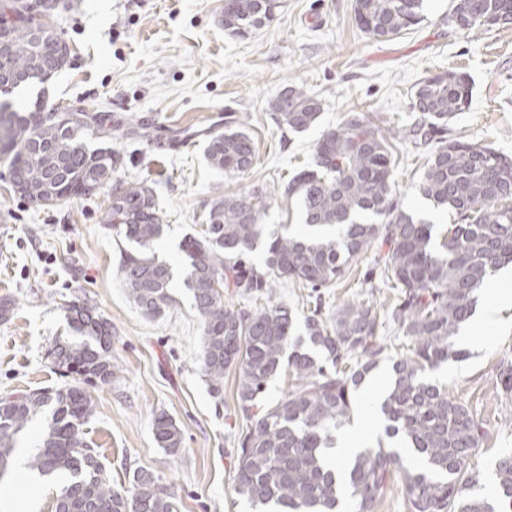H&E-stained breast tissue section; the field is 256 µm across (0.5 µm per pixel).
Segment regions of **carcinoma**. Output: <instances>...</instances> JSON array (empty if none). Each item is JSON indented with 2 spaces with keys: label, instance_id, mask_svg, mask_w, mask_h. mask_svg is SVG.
Masks as SVG:
<instances>
[{
  "label": "carcinoma",
  "instance_id": "cac0c4a2",
  "mask_svg": "<svg viewBox=\"0 0 512 512\" xmlns=\"http://www.w3.org/2000/svg\"><path fill=\"white\" fill-rule=\"evenodd\" d=\"M10 0L6 12L13 37L0 46V94L44 85L68 64L69 47L47 36L36 41L34 17ZM425 0H355L362 32L390 41L423 21ZM277 0H224L222 25L245 38L270 20ZM512 16V0H453L448 22L473 33L490 19ZM467 76L448 71L424 78L412 110L413 125L389 135L354 115L322 134L311 163L270 194L264 187L215 199L200 235L186 238L189 260L184 280L202 328L201 370L210 392L223 399L224 373H237L235 414L250 422L240 434L235 493L267 512H337L344 495L355 512H375L395 478H400L407 512H512V455L495 463V494L480 492V473L471 461L483 438L479 423L447 389L424 373L466 351L454 336L472 315L476 293L499 267L512 262V158L478 143L448 138V117L468 106ZM281 129L301 133L322 111V100L300 86H289L268 102ZM74 121L62 128L57 113ZM112 137V115L44 107L36 97L27 107L0 104V156L9 161L15 194L38 206L91 196L112 180L121 165L110 147L91 148L87 136ZM121 137L150 139L149 127L132 119ZM402 138L430 148L419 183L434 207L456 214L439 243L432 224L397 208L392 200L393 141ZM206 155L228 176L249 171L256 157L244 123L227 112L224 130L209 132ZM297 197L308 236L267 232L260 223L274 195ZM108 223L129 248L121 250L119 275L142 317L155 320L174 303L170 264L151 253L164 233L163 212L145 181H118L112 188ZM379 243L382 282L400 289V302L387 316L405 339L383 344L384 319L374 306L352 302L323 319L304 318V336L295 334L296 317L277 302L260 308L224 303V290L259 297L277 280H295L317 289L343 276L345 268ZM262 248L263 259L251 254ZM77 341H55L47 358L71 383L0 396V478L10 469L15 436L45 409L51 417L30 470L64 476L55 512H178L170 488L150 471L129 477L130 492L112 487L97 449L80 437L93 414L87 387L112 382V326L87 303L68 306ZM391 379L378 411L391 445L360 450L349 471L338 473L326 454L336 431L350 422L353 393L387 349ZM294 387L258 417L256 401L281 372ZM158 447L174 455L182 432L166 413L154 415ZM421 465L406 466L407 456Z\"/></svg>",
  "mask_w": 512,
  "mask_h": 512
}]
</instances>
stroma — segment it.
Instances as JSON below:
<instances>
[{"instance_id": "stroma-1", "label": "stroma", "mask_w": 512, "mask_h": 512, "mask_svg": "<svg viewBox=\"0 0 512 512\" xmlns=\"http://www.w3.org/2000/svg\"><path fill=\"white\" fill-rule=\"evenodd\" d=\"M451 4L426 0L420 25L383 42L358 28L354 0H280L273 19L245 39L220 24L224 0H77L57 11L49 23L71 53L44 104L152 127L151 142L116 135L111 146L123 158L116 179L147 181L158 196L166 228L153 251L173 269L174 305L148 320L129 297L108 222L111 186L37 207L14 194L0 160V302L11 304L0 318V393L58 382L46 351L72 335L68 305L87 302L112 324L116 369L111 384L91 388L94 412L81 436L97 448L115 488L144 469L171 488L179 512H252L234 490L242 428L234 413L237 375L227 371L223 400L213 398L200 370L201 326L184 285L182 242L215 198L290 179L311 162L322 132L351 114L383 129L415 123V86L432 74L454 70L471 79L470 104L449 119V137L512 156V26L464 33L448 24ZM291 85L323 101L318 121L303 133L279 129L267 108ZM228 112L241 117L256 144L253 167L238 177L212 168L204 154L207 129L223 125ZM426 158L424 147L397 141L393 197L399 209L432 223L439 240L455 217L419 192ZM370 262L367 255L352 262L328 288L281 281L270 298L231 302L253 308L283 301L300 320L362 300L390 311L399 292L368 283ZM502 318L504 327L482 337L466 359L428 374L480 423L484 437L473 462L485 478L512 452V396L499 380L500 365L512 362V308ZM162 411L182 430L174 455L154 439L152 419Z\"/></svg>"}]
</instances>
